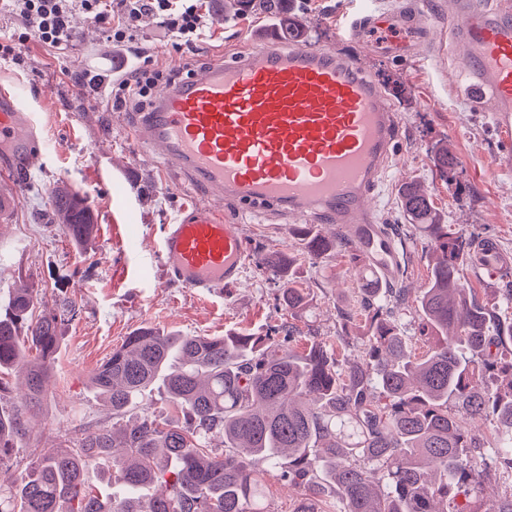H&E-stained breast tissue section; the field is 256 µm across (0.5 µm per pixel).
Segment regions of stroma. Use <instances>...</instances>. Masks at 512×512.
Returning a JSON list of instances; mask_svg holds the SVG:
<instances>
[{
	"label": "stroma",
	"instance_id": "1",
	"mask_svg": "<svg viewBox=\"0 0 512 512\" xmlns=\"http://www.w3.org/2000/svg\"><path fill=\"white\" fill-rule=\"evenodd\" d=\"M420 8L436 33L409 57L386 56L366 43L353 49L402 121V156L392 162L374 203L380 223L397 227L407 252L402 285L413 292L427 283L429 254L424 238L401 213L400 190L407 184H422L446 223L465 239L491 238L512 255V171L496 164L501 140L491 115L466 97L468 75L448 36V0H420ZM355 10L354 0H290L288 5L303 27V43L327 48L336 47V35ZM220 11L219 0H208L205 37L178 50L155 44L153 17H142L135 39L115 47L77 13L72 24L78 46L72 53L60 55L32 39L20 61L0 60V90H26L18 107L32 121V138L59 146L56 152L28 157L0 144V192L18 195L0 223V309H6L15 289L29 288L40 310L56 312L66 305L74 312L62 329L36 423L15 439L11 457L0 465V484L10 485L34 453L62 442L75 444L80 430L111 425L112 409L91 388L90 377L113 347L141 327L182 336H220L229 330L258 336L290 324L299 349L313 340L336 341L342 353L359 355L368 344L353 243L312 260L302 254L292 219H260L223 206V213L238 216L256 255L300 254L297 276L310 290L311 305L296 317L277 300L279 279L260 265L248 267L242 287L204 297L166 281L155 260L162 225L174 222L185 204H203L207 198L162 162L137 156L131 109L115 104L104 89L82 88L78 76L89 70L107 78L116 64L133 69L143 49L157 69L181 66L192 72L256 44L275 27L263 14L226 22ZM443 142L463 161L453 184L433 163L432 148ZM20 172L27 176L21 191L15 183ZM59 183L78 190L97 216V237L87 247L72 244L46 218L49 193ZM130 207L139 214L135 230L142 252L137 256L124 252L118 231ZM464 283L481 302L499 307L512 290V272L470 266Z\"/></svg>",
	"mask_w": 512,
	"mask_h": 512
}]
</instances>
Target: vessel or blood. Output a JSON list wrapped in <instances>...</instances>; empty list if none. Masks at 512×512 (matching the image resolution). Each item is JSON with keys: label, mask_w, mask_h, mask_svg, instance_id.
I'll return each mask as SVG.
<instances>
[{"label": "vessel or blood", "mask_w": 512, "mask_h": 512, "mask_svg": "<svg viewBox=\"0 0 512 512\" xmlns=\"http://www.w3.org/2000/svg\"><path fill=\"white\" fill-rule=\"evenodd\" d=\"M347 40L383 35L381 50L402 56L432 26L396 25L377 0H357ZM453 40L464 52L468 93L490 112L512 168V0H449ZM29 119L0 104V140L19 141ZM140 150L161 149L166 166L242 213L304 217L331 224L356 245L364 265L397 275L393 238L368 204L395 154L397 112L352 55L265 36L257 48L207 64L163 87L150 111L133 116ZM160 261L199 295L237 287L253 255L235 220L192 205L164 225ZM487 269L512 267L496 242L477 248Z\"/></svg>", "instance_id": "1"}]
</instances>
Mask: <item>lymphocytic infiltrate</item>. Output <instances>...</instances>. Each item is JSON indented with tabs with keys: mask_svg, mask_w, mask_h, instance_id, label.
I'll return each mask as SVG.
<instances>
[{
	"mask_svg": "<svg viewBox=\"0 0 512 512\" xmlns=\"http://www.w3.org/2000/svg\"><path fill=\"white\" fill-rule=\"evenodd\" d=\"M13 13L25 27L11 38L0 40V59H19L29 39L59 51L72 50L77 36L71 26L74 11L84 13L99 25L115 46L130 42L142 16L155 17L161 42L179 48L194 43L205 32L203 0H8ZM155 69L151 54H143L139 65L118 78L113 86L114 100L144 102L163 79Z\"/></svg>",
	"mask_w": 512,
	"mask_h": 512,
	"instance_id": "lymphocytic-infiltrate-1",
	"label": "lymphocytic infiltrate"
}]
</instances>
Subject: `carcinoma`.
Here are the masks:
<instances>
[{"label":"carcinoma","instance_id":"cac0c4a2","mask_svg":"<svg viewBox=\"0 0 512 512\" xmlns=\"http://www.w3.org/2000/svg\"><path fill=\"white\" fill-rule=\"evenodd\" d=\"M285 2L224 0V20L280 12ZM434 165L453 181L458 162L448 145L436 149ZM401 208L431 249L428 285L413 300L423 355L396 322L408 289L386 288L371 271L362 275L370 338L360 361L339 359L325 342L294 349L291 326L273 336H180L141 327L91 377L112 407V426L85 432L74 448L35 455L19 484L0 487V512H274L263 480L269 468L303 489L294 512H317L331 492L338 512H474L450 510L448 501L474 491L476 475L490 465L512 477V360L502 362L512 356V318L465 287L462 269L476 262L471 243L444 223L424 188L406 185ZM49 216L74 244L97 235L92 209L68 185L54 187ZM304 245L316 259L332 243L317 235ZM295 261L261 259L263 268L288 275L281 301L292 315L307 310L310 296ZM69 315L67 308L37 312L33 290L19 288L0 316V394L20 363L26 387L21 408L0 411V464L32 425ZM506 371L494 389L472 386L480 375ZM158 380L179 417L139 408ZM458 407L493 419V455L477 452L483 442L453 412ZM214 433L222 446L207 442ZM109 461L129 490L119 502L85 484L87 467ZM153 484L159 493L139 495Z\"/></svg>","mask_w":512,"mask_h":512}]
</instances>
